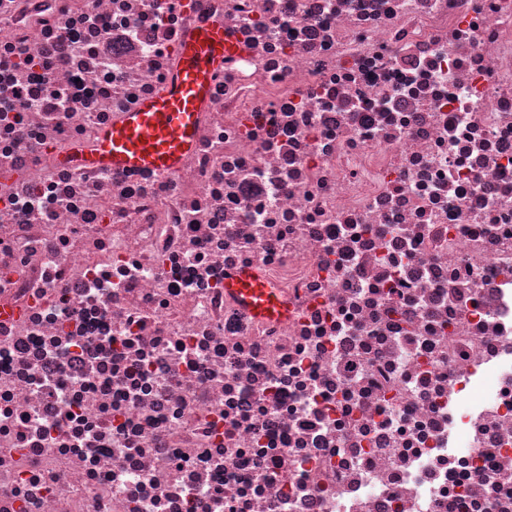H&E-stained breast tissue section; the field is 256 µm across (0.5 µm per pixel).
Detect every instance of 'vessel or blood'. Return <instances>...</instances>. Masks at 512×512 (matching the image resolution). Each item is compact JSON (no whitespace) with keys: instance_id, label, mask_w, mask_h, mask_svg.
<instances>
[{"instance_id":"obj_1","label":"vessel or blood","mask_w":512,"mask_h":512,"mask_svg":"<svg viewBox=\"0 0 512 512\" xmlns=\"http://www.w3.org/2000/svg\"><path fill=\"white\" fill-rule=\"evenodd\" d=\"M241 50L234 36L214 20L183 41L169 86L97 134L91 149L72 156L73 164L105 170L147 169L171 174L193 151L201 110L214 74ZM226 291L252 315L276 320L288 308L260 274L244 270L225 281Z\"/></svg>"}]
</instances>
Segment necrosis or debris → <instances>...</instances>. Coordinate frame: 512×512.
I'll return each mask as SVG.
<instances>
[{
    "instance_id": "1",
    "label": "necrosis or debris",
    "mask_w": 512,
    "mask_h": 512,
    "mask_svg": "<svg viewBox=\"0 0 512 512\" xmlns=\"http://www.w3.org/2000/svg\"><path fill=\"white\" fill-rule=\"evenodd\" d=\"M0 512H512V0H0ZM240 51L220 21L198 29L180 45L178 69L169 86L100 130L91 149L65 158L64 163L175 173L196 145L200 111L211 91L213 75L224 67V59ZM226 291L252 315L276 320L288 315V307L275 288H270L257 272L244 270L225 279Z\"/></svg>"
}]
</instances>
